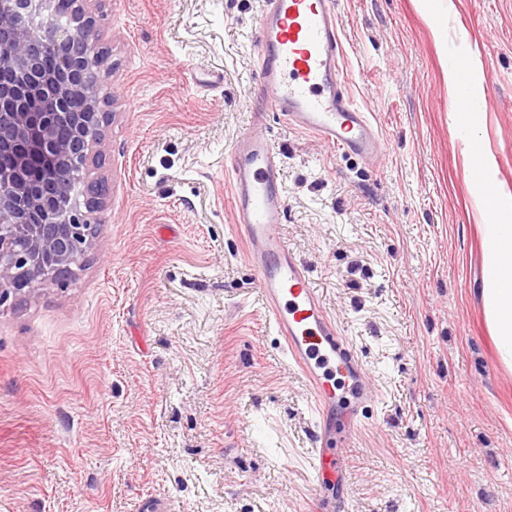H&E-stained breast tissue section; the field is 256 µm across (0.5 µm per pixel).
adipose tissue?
<instances>
[{
  "label": "adipose tissue",
  "instance_id": "obj_1",
  "mask_svg": "<svg viewBox=\"0 0 512 512\" xmlns=\"http://www.w3.org/2000/svg\"><path fill=\"white\" fill-rule=\"evenodd\" d=\"M487 275L480 299L500 364L512 370V225L485 227Z\"/></svg>",
  "mask_w": 512,
  "mask_h": 512
}]
</instances>
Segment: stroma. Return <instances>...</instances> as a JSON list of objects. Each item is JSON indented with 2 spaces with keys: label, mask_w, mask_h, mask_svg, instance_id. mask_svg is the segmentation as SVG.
<instances>
[{
  "label": "stroma",
  "mask_w": 512,
  "mask_h": 512,
  "mask_svg": "<svg viewBox=\"0 0 512 512\" xmlns=\"http://www.w3.org/2000/svg\"><path fill=\"white\" fill-rule=\"evenodd\" d=\"M334 2L380 162L273 111L264 0H94L109 194L81 267L0 305V512H315L311 383L269 326L224 169L259 115L284 237L381 393L337 504L512 512V373L478 296L483 227L512 224V0ZM465 54L473 104L496 101L479 173L445 79Z\"/></svg>",
  "instance_id": "obj_1"
}]
</instances>
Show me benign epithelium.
I'll use <instances>...</instances> for the list:
<instances>
[{
    "mask_svg": "<svg viewBox=\"0 0 512 512\" xmlns=\"http://www.w3.org/2000/svg\"><path fill=\"white\" fill-rule=\"evenodd\" d=\"M89 2L0 0V304L82 265L98 230L111 72Z\"/></svg>",
    "mask_w": 512,
    "mask_h": 512,
    "instance_id": "1",
    "label": "benign epithelium"
}]
</instances>
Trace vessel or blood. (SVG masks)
Here are the masks:
<instances>
[{"instance_id":"obj_1","label":"vessel or blood","mask_w":512,"mask_h":512,"mask_svg":"<svg viewBox=\"0 0 512 512\" xmlns=\"http://www.w3.org/2000/svg\"><path fill=\"white\" fill-rule=\"evenodd\" d=\"M259 71L275 112L326 146L372 161L387 147L367 112L340 76L342 45L333 0H266L260 24ZM231 176L235 230L249 244L269 321L295 365L312 384L317 417L310 457L314 491L339 475L329 446L363 422L359 408L379 399L348 341L326 311L303 262L281 231L285 201L278 190L282 165L263 129H256L224 164ZM341 407L339 424L327 414Z\"/></svg>"}]
</instances>
